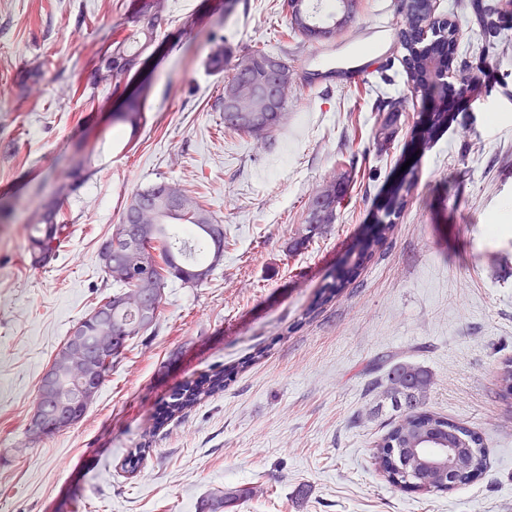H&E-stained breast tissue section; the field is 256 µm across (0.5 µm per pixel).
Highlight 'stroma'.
<instances>
[{"mask_svg":"<svg viewBox=\"0 0 512 512\" xmlns=\"http://www.w3.org/2000/svg\"><path fill=\"white\" fill-rule=\"evenodd\" d=\"M281 2L166 0L146 81L132 85L147 116L134 133L112 123L123 94L71 92L129 33L133 0H0V206L11 211L0 224V512H196L228 487L250 491L229 512H512V397L497 381L512 359V0H498L494 36L475 0H437L461 31L452 67L466 75L441 102L407 83L396 36L373 47L375 23L400 22L398 0H357L333 40V54L371 61L372 78L350 85L313 80L320 46L287 36ZM220 36L231 60L263 48L293 73L267 142L224 128L227 75L206 65ZM399 97L402 111L375 107ZM440 107L455 122L417 143ZM386 123L393 136L380 152ZM80 150L92 168L64 187ZM340 176L349 189L335 222L289 255L312 199ZM159 180L215 212L224 262L201 287L169 283L157 325L83 419L31 439L41 377L102 290L100 246L133 192ZM395 191L406 200L397 215L387 208ZM53 195L72 237L35 266L26 227ZM374 221L393 223L392 236L343 294L314 306ZM389 358L426 369L429 409L482 434L488 464L476 480L425 494L379 474ZM227 367L223 392L158 424L174 386ZM147 439L141 471L125 473L128 450Z\"/></svg>","mask_w":512,"mask_h":512,"instance_id":"stroma-1","label":"stroma"}]
</instances>
